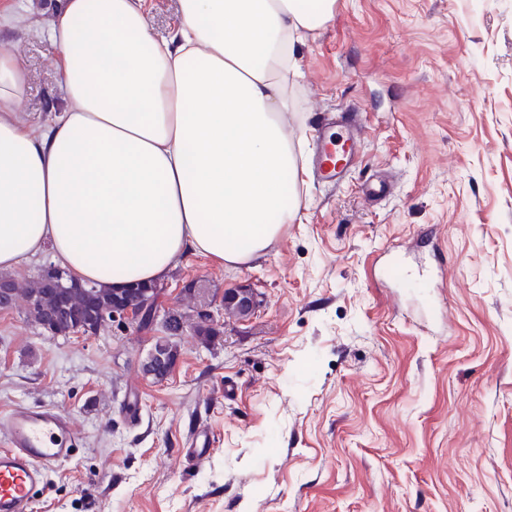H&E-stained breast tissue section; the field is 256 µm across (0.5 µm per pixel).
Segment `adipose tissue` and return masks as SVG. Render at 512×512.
Wrapping results in <instances>:
<instances>
[{
	"mask_svg": "<svg viewBox=\"0 0 512 512\" xmlns=\"http://www.w3.org/2000/svg\"><path fill=\"white\" fill-rule=\"evenodd\" d=\"M335 4L179 0L160 37L147 0H60L61 112L22 117L24 73L0 52V270L48 248L75 282L119 292L191 254L261 253L299 210L288 75Z\"/></svg>",
	"mask_w": 512,
	"mask_h": 512,
	"instance_id": "ef3b65f1",
	"label": "adipose tissue"
}]
</instances>
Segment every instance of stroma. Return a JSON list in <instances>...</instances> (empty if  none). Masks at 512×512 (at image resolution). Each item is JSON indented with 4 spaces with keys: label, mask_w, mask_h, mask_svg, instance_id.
Masks as SVG:
<instances>
[{
    "label": "stroma",
    "mask_w": 512,
    "mask_h": 512,
    "mask_svg": "<svg viewBox=\"0 0 512 512\" xmlns=\"http://www.w3.org/2000/svg\"><path fill=\"white\" fill-rule=\"evenodd\" d=\"M56 7L0 0L27 17L0 50L35 123L66 105ZM299 56L285 122L302 165L318 118L346 107L361 164L298 183L256 258L188 256L160 298L190 309L198 280L219 308L247 286L256 312L207 347L184 334L161 383L143 370L161 327L52 337L25 300L0 308V421L59 408L78 433L33 512H512V0H336ZM379 176L391 191L367 201ZM200 427L214 446L198 463Z\"/></svg>",
    "instance_id": "stroma-1"
}]
</instances>
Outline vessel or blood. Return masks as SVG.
<instances>
[{
  "mask_svg": "<svg viewBox=\"0 0 512 512\" xmlns=\"http://www.w3.org/2000/svg\"><path fill=\"white\" fill-rule=\"evenodd\" d=\"M337 137L320 138L312 159L317 182L340 184L359 158L361 122L355 110L342 109ZM0 512H33L34 493L49 469L74 454L75 429L63 412L20 406L0 423Z\"/></svg>",
  "mask_w": 512,
  "mask_h": 512,
  "instance_id": "obj_1",
  "label": "vessel or blood"
}]
</instances>
